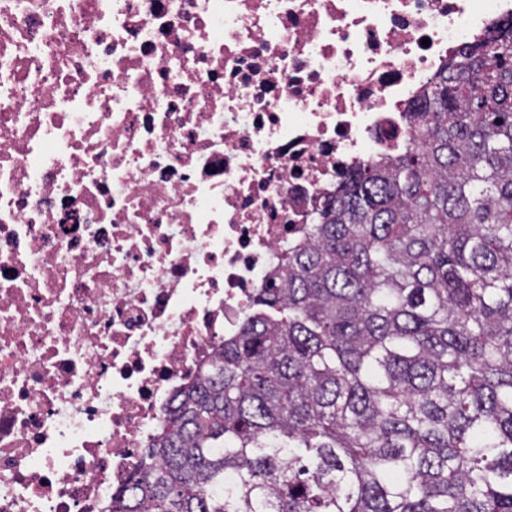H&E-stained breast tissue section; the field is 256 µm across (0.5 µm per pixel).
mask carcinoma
<instances>
[{"label":"carcinoma","instance_id":"cac0c4a2","mask_svg":"<svg viewBox=\"0 0 512 512\" xmlns=\"http://www.w3.org/2000/svg\"><path fill=\"white\" fill-rule=\"evenodd\" d=\"M407 122L281 251L111 512H512V21Z\"/></svg>","mask_w":512,"mask_h":512}]
</instances>
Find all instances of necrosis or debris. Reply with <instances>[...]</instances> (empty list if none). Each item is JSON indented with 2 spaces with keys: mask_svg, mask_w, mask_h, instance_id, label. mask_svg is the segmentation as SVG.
Instances as JSON below:
<instances>
[{
  "mask_svg": "<svg viewBox=\"0 0 512 512\" xmlns=\"http://www.w3.org/2000/svg\"><path fill=\"white\" fill-rule=\"evenodd\" d=\"M512 0H0V512H110L278 254Z\"/></svg>",
  "mask_w": 512,
  "mask_h": 512,
  "instance_id": "4bbe7bcc",
  "label": "necrosis or debris"
}]
</instances>
